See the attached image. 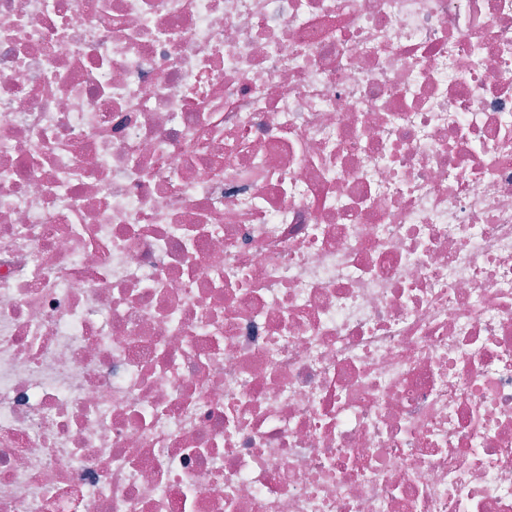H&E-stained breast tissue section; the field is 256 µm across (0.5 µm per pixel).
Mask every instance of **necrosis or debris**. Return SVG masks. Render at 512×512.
Masks as SVG:
<instances>
[{
	"instance_id": "1",
	"label": "necrosis or debris",
	"mask_w": 512,
	"mask_h": 512,
	"mask_svg": "<svg viewBox=\"0 0 512 512\" xmlns=\"http://www.w3.org/2000/svg\"><path fill=\"white\" fill-rule=\"evenodd\" d=\"M0 512H512V0H0Z\"/></svg>"
}]
</instances>
